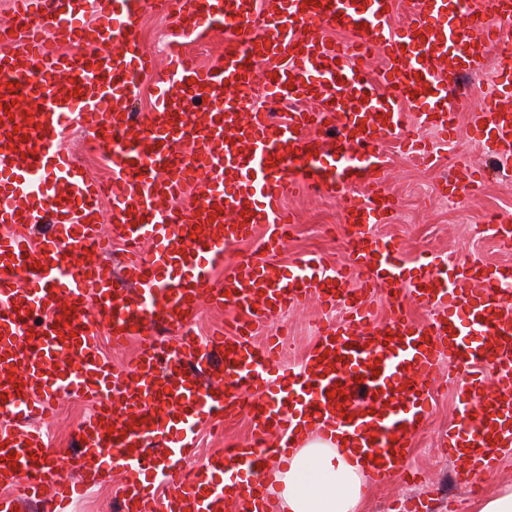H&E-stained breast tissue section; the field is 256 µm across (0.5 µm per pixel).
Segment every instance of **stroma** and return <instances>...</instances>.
<instances>
[{"instance_id": "35a3bbf8", "label": "stroma", "mask_w": 512, "mask_h": 512, "mask_svg": "<svg viewBox=\"0 0 512 512\" xmlns=\"http://www.w3.org/2000/svg\"><path fill=\"white\" fill-rule=\"evenodd\" d=\"M454 149L443 151L435 167L419 165L410 157L394 152L391 145L383 150L390 158L387 190L399 202L404 221H393L377 226L380 236L401 242L408 258H416L425 251L442 252L453 258H478L493 265H512V243H502L492 235L478 236L475 227L489 216L512 219V181L490 176L483 188L464 201L469 215L468 223H460L454 211L440 208L433 199L420 196L421 183H439L459 160L483 165L480 151L470 142L467 126H459ZM297 222L292 228L285 247L271 256L272 264L288 267L307 251H321L325 262L338 268H349L351 261L346 249L342 223L328 224V214H339L340 207L326 197L313 193H300L286 198ZM345 308L336 311L321 309L316 299H308L298 308L286 312L280 320H269L268 329L285 324L288 334L279 349L277 363L282 367L300 366L312 342L320 320L345 316ZM455 380L442 382L434 388L432 406L421 429L412 440L406 467L419 470L422 481L408 484L401 479L385 487L368 485L362 512H390L394 501L417 498L422 512H463L473 501L465 484L467 467L449 459L439 450L442 433L457 422ZM251 433L247 418L238 417L224 422L201 426L197 436V460L223 453L226 445L244 440Z\"/></svg>"}]
</instances>
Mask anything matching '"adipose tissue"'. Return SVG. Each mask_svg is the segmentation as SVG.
Instances as JSON below:
<instances>
[{
  "label": "adipose tissue",
  "mask_w": 512,
  "mask_h": 512,
  "mask_svg": "<svg viewBox=\"0 0 512 512\" xmlns=\"http://www.w3.org/2000/svg\"><path fill=\"white\" fill-rule=\"evenodd\" d=\"M276 485L287 512H357L366 490L364 461L353 449L312 439Z\"/></svg>",
  "instance_id": "adipose-tissue-1"
}]
</instances>
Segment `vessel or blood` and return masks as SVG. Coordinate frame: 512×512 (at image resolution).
Masks as SVG:
<instances>
[{"mask_svg":"<svg viewBox=\"0 0 512 512\" xmlns=\"http://www.w3.org/2000/svg\"><path fill=\"white\" fill-rule=\"evenodd\" d=\"M392 7L393 0H11L19 47L0 56V512L27 504L69 512L118 470L119 512H279L257 490L311 433L378 460L371 481L382 486L409 454L444 365L460 373L461 428L448 431L443 446L466 434L470 487L481 488L512 455V268L489 272L478 259L439 252L411 266L401 243L370 230L392 223L398 209L385 187L382 143L434 163L456 132L459 80L487 65L473 32L488 15H511L512 0H415L398 29L389 23ZM146 9L174 29L161 74L138 35ZM329 24L352 30L356 41L327 42ZM217 28L224 54L197 69L181 39L202 40ZM486 28L488 39L498 38L497 28ZM56 40L72 52L58 55ZM369 56L381 59L380 70L366 65ZM147 80L154 103L143 120L135 95ZM257 86L268 108L245 110L244 96ZM511 97L512 52L504 51L469 113L471 135L492 160L512 157V112L495 109ZM78 120L112 154L110 186L91 179L68 147ZM187 142L199 169L178 152ZM486 176L464 162L441 189L456 198ZM189 185L196 203L177 205ZM296 190L342 202L352 269L314 253L287 272L252 255L225 269V250L243 240L257 238L267 253L283 248L293 222L283 198ZM106 192L107 214L99 206ZM105 224L132 249L116 264L105 258ZM146 241L155 246L150 260L137 253ZM381 287L395 311L376 326L369 302ZM311 296L347 313L319 327L301 367L274 372V348L258 349L253 338L271 314ZM407 300L430 308L429 320L407 318ZM205 305H234L245 318L198 340L193 327ZM104 323L113 343L142 342L132 367H115L102 352ZM489 368L497 377H486ZM63 394L91 411L73 434L74 453L57 462L36 424L54 415ZM242 412L255 440L185 472L202 422ZM272 427L279 441L263 447Z\"/></svg>","mask_w":512,"mask_h":512,"instance_id":"1","label":"vessel or blood"}]
</instances>
